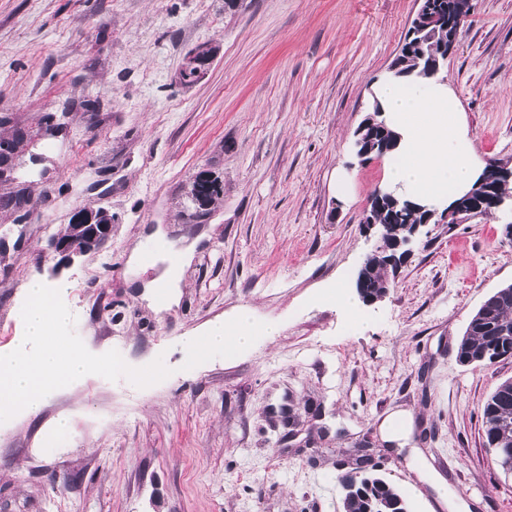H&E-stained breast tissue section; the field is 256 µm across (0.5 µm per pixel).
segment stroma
Listing matches in <instances>:
<instances>
[{
	"instance_id": "obj_1",
	"label": "stroma",
	"mask_w": 512,
	"mask_h": 512,
	"mask_svg": "<svg viewBox=\"0 0 512 512\" xmlns=\"http://www.w3.org/2000/svg\"><path fill=\"white\" fill-rule=\"evenodd\" d=\"M417 9L0 0V148L15 163L0 198L26 201H0V348L22 334L23 285L38 278L66 283L91 353L173 370L146 388L87 375L0 424V512H343L337 477L360 449L411 512L437 497L423 464L471 512H512L481 411L512 359H455L471 315L512 283V217L429 226L364 327L326 295L354 287L376 245L362 219L386 162L358 163L351 142ZM200 46L212 59L183 84ZM442 72L481 159L512 166V0H477ZM201 171L218 189L202 209ZM78 207L111 214L112 237L56 264L51 239ZM159 225L200 240L168 308L143 300L149 275L130 261ZM244 306L278 335L184 369L186 338ZM393 413L412 423L398 439L381 429Z\"/></svg>"
}]
</instances>
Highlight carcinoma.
I'll return each mask as SVG.
<instances>
[{
    "label": "carcinoma",
    "instance_id": "1",
    "mask_svg": "<svg viewBox=\"0 0 512 512\" xmlns=\"http://www.w3.org/2000/svg\"><path fill=\"white\" fill-rule=\"evenodd\" d=\"M448 23L422 24L409 27L390 71L404 76L414 71L426 77L437 73L448 52ZM377 145L373 155H394L395 134L380 121L366 131ZM217 190L214 181L205 179L192 190V201L204 207L212 202ZM374 217L390 226L385 248L378 256L361 267L356 283L363 303L385 291L395 277L397 262L393 261L390 243L420 224L423 215L417 205L391 196L377 205ZM512 358V287H502L490 295L469 319L458 341L456 361L463 366H490L499 360ZM482 423L486 444L493 450L499 464L512 460V379L500 383L482 406ZM369 461L353 458L352 470L338 477L344 495L345 512H410L406 497L381 477L368 471Z\"/></svg>",
    "mask_w": 512,
    "mask_h": 512
}]
</instances>
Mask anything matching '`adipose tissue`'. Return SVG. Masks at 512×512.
<instances>
[{"mask_svg":"<svg viewBox=\"0 0 512 512\" xmlns=\"http://www.w3.org/2000/svg\"><path fill=\"white\" fill-rule=\"evenodd\" d=\"M369 102L396 134V157L385 171L384 185L402 198L442 209L469 190L483 162L466 128L463 107L448 83L417 74L384 72L370 83ZM194 246L165 254V266L153 279L151 293L165 292L176 302L183 268Z\"/></svg>","mask_w":512,"mask_h":512,"instance_id":"ef3b65f1","label":"adipose tissue"}]
</instances>
